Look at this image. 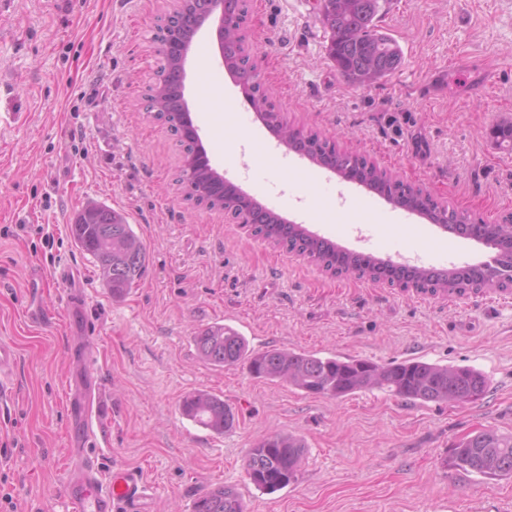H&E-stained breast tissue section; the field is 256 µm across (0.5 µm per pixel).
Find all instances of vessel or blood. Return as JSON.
Instances as JSON below:
<instances>
[{
	"instance_id": "b4317fda",
	"label": "vessel or blood",
	"mask_w": 512,
	"mask_h": 512,
	"mask_svg": "<svg viewBox=\"0 0 512 512\" xmlns=\"http://www.w3.org/2000/svg\"><path fill=\"white\" fill-rule=\"evenodd\" d=\"M63 315L77 337L65 355L72 430L67 442V475L62 495L67 512H144L147 485L142 473L125 465L102 472L92 453L101 416V388L95 347L87 329V301L81 289H70ZM17 362L14 343L0 340V386Z\"/></svg>"
}]
</instances>
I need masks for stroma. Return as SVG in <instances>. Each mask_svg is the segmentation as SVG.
Listing matches in <instances>:
<instances>
[{
	"label": "stroma",
	"mask_w": 512,
	"mask_h": 512,
	"mask_svg": "<svg viewBox=\"0 0 512 512\" xmlns=\"http://www.w3.org/2000/svg\"><path fill=\"white\" fill-rule=\"evenodd\" d=\"M175 0H10L0 9V339L19 354L0 398V485L11 512H66L62 485L68 425L62 320L68 292L51 276L66 265L83 286L101 349L107 410L94 454L102 470L141 471L151 512H192L224 485L246 512H512V478L454 468L468 434H512V290L462 297L421 294L368 279L333 277L269 245L220 210L183 201L181 153L144 109L157 65L152 32ZM382 29L403 63L368 88L347 84L326 47L320 0H248L244 48L268 101L289 125L366 157L440 205L492 224L512 214V150L493 128L512 120V0H387ZM189 56L186 97L211 164L237 166L253 191L265 178L284 217L357 250L411 256L446 268L476 263L482 243L418 216L397 221L385 199L339 183L299 155L268 157L253 123L246 147L224 146L250 111L210 46ZM96 202L122 213L147 252L143 276L113 300L91 258L74 244L76 214ZM233 326L252 349L288 348L379 365L418 359L470 366L489 380L472 403L409 404L379 390L311 395L224 369L197 355L195 333ZM206 390L235 415L216 434L181 412ZM271 430L306 445L297 483L257 489L245 454Z\"/></svg>",
	"instance_id": "obj_1"
}]
</instances>
